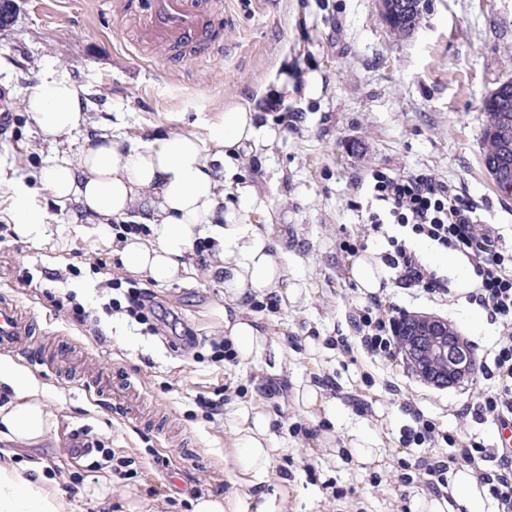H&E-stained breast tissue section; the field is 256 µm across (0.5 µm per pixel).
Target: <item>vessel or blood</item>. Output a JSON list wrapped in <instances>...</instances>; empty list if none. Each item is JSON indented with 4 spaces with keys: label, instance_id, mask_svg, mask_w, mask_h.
<instances>
[{
    "label": "vessel or blood",
    "instance_id": "obj_1",
    "mask_svg": "<svg viewBox=\"0 0 512 512\" xmlns=\"http://www.w3.org/2000/svg\"><path fill=\"white\" fill-rule=\"evenodd\" d=\"M144 24V41L161 48L165 58L179 56L182 48L195 46L206 57L223 56L224 46L214 37L208 22L214 0H152ZM32 320L15 303L0 301V351L21 355L34 362L39 350L32 340Z\"/></svg>",
    "mask_w": 512,
    "mask_h": 512
}]
</instances>
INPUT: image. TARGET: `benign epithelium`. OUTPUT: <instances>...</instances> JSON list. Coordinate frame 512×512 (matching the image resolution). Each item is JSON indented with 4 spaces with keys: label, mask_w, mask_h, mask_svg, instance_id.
Masks as SVG:
<instances>
[{
    "label": "benign epithelium",
    "mask_w": 512,
    "mask_h": 512,
    "mask_svg": "<svg viewBox=\"0 0 512 512\" xmlns=\"http://www.w3.org/2000/svg\"><path fill=\"white\" fill-rule=\"evenodd\" d=\"M405 351L416 355L428 351L444 362L447 371L438 373L434 380L440 387L452 386L475 370V358L464 338L448 331V320L433 314L414 315Z\"/></svg>",
    "instance_id": "obj_1"
}]
</instances>
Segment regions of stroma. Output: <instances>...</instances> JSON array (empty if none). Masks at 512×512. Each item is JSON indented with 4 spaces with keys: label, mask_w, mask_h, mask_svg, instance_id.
I'll return each mask as SVG.
<instances>
[{
    "label": "stroma",
    "mask_w": 512,
    "mask_h": 512,
    "mask_svg": "<svg viewBox=\"0 0 512 512\" xmlns=\"http://www.w3.org/2000/svg\"><path fill=\"white\" fill-rule=\"evenodd\" d=\"M306 3L224 0L233 25H225L224 14L213 17L223 58L174 63L141 38L140 19L150 0H16L0 22V93L17 105L14 123L0 132V166L39 188L51 149L19 103L48 66L83 86L92 120L116 123L131 134L201 130L203 120H216L226 102L259 83L282 53L291 54L295 68L320 67L330 85L325 98L304 111L289 100L297 115L293 130L272 155L247 161L242 173L270 197L272 221L264 230L287 250L288 278L300 285L281 313L294 336H352L349 310L364 295L338 244L360 233L356 205L367 198L360 181L373 168L431 170L512 241V198L500 195L482 163L478 110L488 94L512 80V0H432L405 36L391 33L379 0H316L309 23L302 13ZM10 223L0 208V296L30 311L47 344L46 364L32 371L45 386L41 399L54 425L39 443H14L9 466H40L75 512H193L191 490L223 493L224 450L232 440L227 417H210L201 399L220 397L228 406L260 399L278 418L272 472L296 480L283 512H393L391 490L404 463L415 462L421 449H407L390 470L368 464L354 474L337 463L333 450L294 434L293 424L308 418L292 391L269 393L255 385V369L212 362L209 340L219 331L216 312L224 290L207 278L204 262L194 261L193 281L153 287L157 301L174 313L161 338L141 332L125 315L103 314L108 284L127 278L111 248L84 240L59 212L37 247L15 238ZM25 278L32 287L22 286ZM50 291L75 293L86 310L112 323L110 335L85 331L69 311L52 306ZM387 293L408 313L447 318L476 353L491 349L499 337L497 325L477 323L476 307L466 301L436 305L395 286ZM314 364L336 384L325 394L329 411L321 416L336 437L367 431L390 455L407 422L401 404L410 399L444 430L497 441L493 423L448 416L446 405L471 400L467 381L436 386L400 358L374 364L360 352L343 357L329 344L312 359L297 351L270 379L277 385L306 380ZM116 372L141 393L144 417L126 415L112 396L86 385ZM366 372L374 378L363 391L370 409L359 414L344 394ZM77 436L102 441L113 462H124L123 471L90 472L89 457L68 453ZM311 456L320 461L313 480L301 469ZM376 472L377 484L371 481ZM329 480L343 496L324 489ZM91 486L108 493L90 496Z\"/></svg>",
    "instance_id": "stroma-1"
}]
</instances>
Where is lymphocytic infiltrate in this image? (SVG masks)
Returning a JSON list of instances; mask_svg holds the SVG:
<instances>
[{
	"mask_svg": "<svg viewBox=\"0 0 512 512\" xmlns=\"http://www.w3.org/2000/svg\"><path fill=\"white\" fill-rule=\"evenodd\" d=\"M370 189L377 210H368L363 236L380 233L384 223L405 228L404 237H388L379 258L397 287L412 289L434 303L447 302L452 292L447 280L428 267L409 245L420 239L463 256L476 277L467 293L469 302L483 307L498 324L502 340L489 354L478 357L477 372L486 385L474 401L454 409V416L469 417L476 423L491 421L501 428L512 427V246L506 244L496 225L476 214L474 205L450 183L429 172L390 174L380 169L370 174ZM105 312H119L153 331L157 317L153 296L139 282L129 281L121 298H109ZM402 312L383 303L380 296H368L353 306L350 320L354 337H337V350L345 353L361 348L373 362H387L400 352L396 324ZM400 443L423 449L414 467L426 475L425 486L441 494L448 485V473L458 464L481 466V484L498 503L499 512H512V450L493 448L475 435L458 436L442 430L436 419L422 409L410 412Z\"/></svg>",
	"mask_w": 512,
	"mask_h": 512,
	"instance_id": "1",
	"label": "lymphocytic infiltrate"
}]
</instances>
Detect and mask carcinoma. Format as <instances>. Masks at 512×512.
I'll return each mask as SVG.
<instances>
[{
	"instance_id": "1",
	"label": "carcinoma",
	"mask_w": 512,
	"mask_h": 512,
	"mask_svg": "<svg viewBox=\"0 0 512 512\" xmlns=\"http://www.w3.org/2000/svg\"><path fill=\"white\" fill-rule=\"evenodd\" d=\"M426 9L424 0H392L383 16L394 34L411 32ZM480 111L484 146L483 165L495 188L504 197L512 196V80L502 82L485 97Z\"/></svg>"
}]
</instances>
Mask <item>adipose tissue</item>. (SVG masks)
I'll return each mask as SVG.
<instances>
[{
    "instance_id": "adipose-tissue-1",
    "label": "adipose tissue",
    "mask_w": 512,
    "mask_h": 512,
    "mask_svg": "<svg viewBox=\"0 0 512 512\" xmlns=\"http://www.w3.org/2000/svg\"><path fill=\"white\" fill-rule=\"evenodd\" d=\"M324 76L310 70L290 78L287 58H280L249 97L225 103L205 132H183L144 139L120 133L116 125L89 123V102L70 76L46 71L22 99L52 155L41 173L39 189L7 176L9 211L18 237L32 244L44 239L49 205L64 212L85 238L98 236L112 222L145 225L149 236L130 234L113 251L128 273L157 285L188 280L193 269L186 257L197 242L211 240L214 253L207 275L224 290L218 314L238 364L262 359L283 365L286 352L277 335L250 311L252 301L267 297L293 300L297 284L288 279V254L272 248L253 218L269 219L268 198L238 178L252 152L270 151L279 129L263 120L278 102L294 95L316 100ZM83 133L78 157L64 144L72 132ZM14 392L0 404V437L33 444L52 427V416L39 398L41 383L13 359L0 356V383ZM231 448L224 451L228 487L220 495H200L194 512H282L288 481L263 491L272 470L276 436L274 419L263 405L241 403L229 414ZM477 467L460 465L448 479V494L426 493L410 505L412 512H496L497 503L479 480ZM44 474L23 475L0 468V512H69L62 494L48 491Z\"/></svg>"
}]
</instances>
